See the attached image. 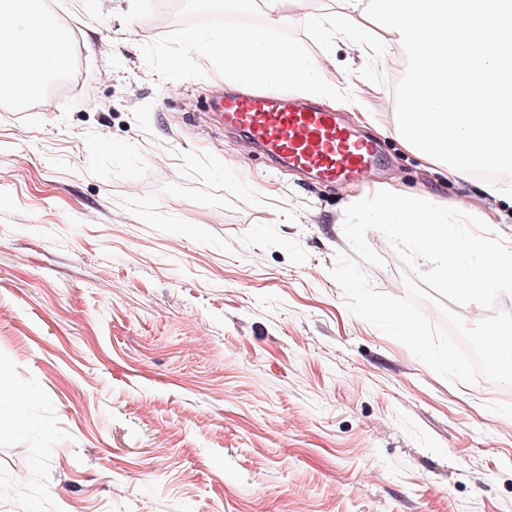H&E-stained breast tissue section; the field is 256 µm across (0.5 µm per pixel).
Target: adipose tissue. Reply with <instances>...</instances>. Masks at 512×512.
Returning <instances> with one entry per match:
<instances>
[{
  "label": "adipose tissue",
  "mask_w": 512,
  "mask_h": 512,
  "mask_svg": "<svg viewBox=\"0 0 512 512\" xmlns=\"http://www.w3.org/2000/svg\"><path fill=\"white\" fill-rule=\"evenodd\" d=\"M305 5L269 0L266 25L205 30L196 46L223 69L229 91L285 89L350 112L379 75L403 65L398 119H371L378 133L396 136L452 182L512 173V0H327L308 21L315 56L282 37ZM344 42L368 66L338 88L324 73ZM68 54V35L52 14L34 0H0L1 93L32 94Z\"/></svg>",
  "instance_id": "1"
}]
</instances>
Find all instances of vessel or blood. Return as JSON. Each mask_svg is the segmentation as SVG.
Segmentation results:
<instances>
[{
    "label": "vessel or blood",
    "instance_id": "obj_1",
    "mask_svg": "<svg viewBox=\"0 0 512 512\" xmlns=\"http://www.w3.org/2000/svg\"><path fill=\"white\" fill-rule=\"evenodd\" d=\"M215 110L225 129L247 148L277 164L331 184L362 182L377 168L379 150L335 112L277 96L218 94Z\"/></svg>",
    "mask_w": 512,
    "mask_h": 512
}]
</instances>
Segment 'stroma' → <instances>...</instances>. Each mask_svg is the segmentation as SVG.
Masks as SVG:
<instances>
[{"instance_id":"obj_1","label":"stroma","mask_w":512,"mask_h":512,"mask_svg":"<svg viewBox=\"0 0 512 512\" xmlns=\"http://www.w3.org/2000/svg\"><path fill=\"white\" fill-rule=\"evenodd\" d=\"M54 109L0 98V512H512V387L465 385L346 307L332 185L238 147L189 32L218 0H51ZM389 191L492 215L392 136ZM373 286L403 297L388 239Z\"/></svg>"}]
</instances>
